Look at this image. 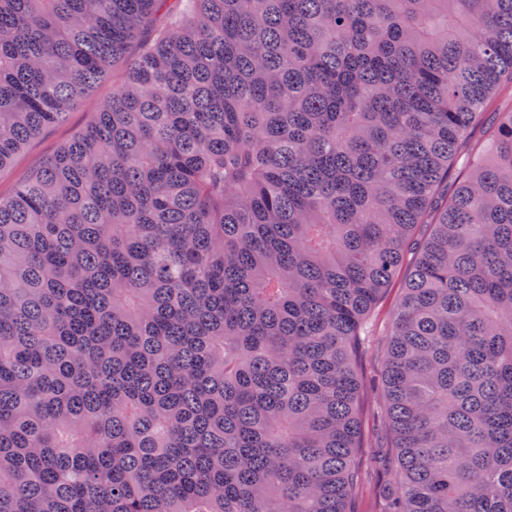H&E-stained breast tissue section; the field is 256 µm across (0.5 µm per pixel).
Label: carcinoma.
I'll return each mask as SVG.
<instances>
[{
	"mask_svg": "<svg viewBox=\"0 0 512 512\" xmlns=\"http://www.w3.org/2000/svg\"><path fill=\"white\" fill-rule=\"evenodd\" d=\"M0 512H512V0H0ZM429 225L422 237L417 225ZM125 64L117 63L105 79L96 86L89 102L84 106L75 108L67 123L55 125L35 137L27 147L20 152L8 166L0 170V195L7 196L12 193L16 184L31 171L40 166L46 159L65 142L70 140L86 123L88 109L96 103L112 97V90L120 86ZM402 279L391 285L376 310L373 339L362 350L359 359L362 387L363 447L357 457L361 469L366 474V482L356 497L354 509L358 512H376L384 495L392 487L393 472L388 464L390 448L382 412V403L377 387L383 369V342L390 329L391 310L401 294ZM382 447V448H381ZM386 452V461L375 463L377 451Z\"/></svg>",
	"mask_w": 512,
	"mask_h": 512,
	"instance_id": "1",
	"label": "carcinoma"
}]
</instances>
